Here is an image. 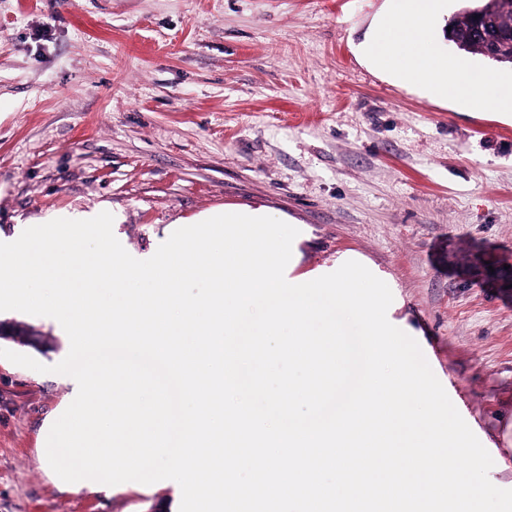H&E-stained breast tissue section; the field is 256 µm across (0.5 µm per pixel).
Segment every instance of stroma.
I'll list each match as a JSON object with an SVG mask.
<instances>
[{
	"instance_id": "35a3bbf8",
	"label": "stroma",
	"mask_w": 512,
	"mask_h": 512,
	"mask_svg": "<svg viewBox=\"0 0 512 512\" xmlns=\"http://www.w3.org/2000/svg\"><path fill=\"white\" fill-rule=\"evenodd\" d=\"M396 0H0V238L64 213L109 211L151 257L219 207L304 234L295 276L343 256L394 284L451 401L512 489V112L434 97L375 67L363 44ZM432 40L492 78L512 69ZM24 327L34 345L9 338ZM0 512H179L153 486L72 491L42 439L75 394L51 373L60 324L1 312Z\"/></svg>"
}]
</instances>
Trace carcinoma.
I'll return each mask as SVG.
<instances>
[{"mask_svg":"<svg viewBox=\"0 0 512 512\" xmlns=\"http://www.w3.org/2000/svg\"><path fill=\"white\" fill-rule=\"evenodd\" d=\"M470 11L483 14L506 26L512 22V0H467V8L448 22L451 26L448 40L458 50L467 54L480 55L496 66H512V50L509 48L502 50L497 56L485 54L478 41L479 35L474 32L468 22Z\"/></svg>","mask_w":512,"mask_h":512,"instance_id":"carcinoma-1","label":"carcinoma"}]
</instances>
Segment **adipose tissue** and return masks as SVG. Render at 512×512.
Segmentation results:
<instances>
[{
    "instance_id": "adipose-tissue-1",
    "label": "adipose tissue",
    "mask_w": 512,
    "mask_h": 512,
    "mask_svg": "<svg viewBox=\"0 0 512 512\" xmlns=\"http://www.w3.org/2000/svg\"><path fill=\"white\" fill-rule=\"evenodd\" d=\"M438 2L398 0L395 10L366 44V55L379 68L423 81L433 93L452 89L466 104L512 109V83L485 80L470 74L466 63L445 60L433 52L429 30Z\"/></svg>"
}]
</instances>
